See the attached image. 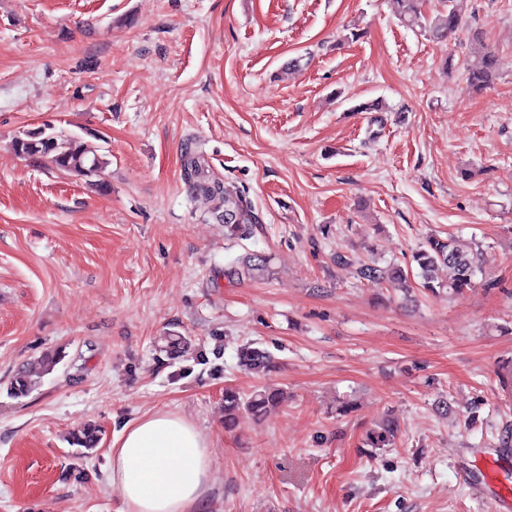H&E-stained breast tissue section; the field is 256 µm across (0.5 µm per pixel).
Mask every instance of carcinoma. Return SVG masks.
Instances as JSON below:
<instances>
[{
	"mask_svg": "<svg viewBox=\"0 0 512 512\" xmlns=\"http://www.w3.org/2000/svg\"><path fill=\"white\" fill-rule=\"evenodd\" d=\"M395 12L401 20L418 25L428 32L430 38L443 40L454 33L460 26L461 18L454 0H443V9L432 18L422 15V0H392ZM470 55L464 60L463 67L470 84L478 91L485 90L494 83L499 73V58L485 41L484 33L474 29L470 33ZM13 151L18 156L45 157L58 169L91 180L99 176L109 164L104 155H89L84 144L77 139L70 140L69 146L62 150L58 147L57 135L44 129L30 130L17 137ZM184 177L192 185L195 197L204 205L219 201L224 207V223L230 231L239 235L249 234L250 226L259 223L258 214L252 201L244 193L228 192L222 180L209 172L204 158L188 152L184 159ZM419 278L418 285L433 295L448 293L450 296L462 294L475 288L478 267V252L472 246H465L452 236L443 239L430 237L412 253ZM444 265L450 270L448 280L439 281L435 270ZM230 274L238 278H258L267 271L266 259L247 252L228 266ZM355 275L362 281L380 284L388 282L401 287L407 286V274L398 265L381 267L376 263H361ZM188 343L181 336L168 337L164 352L175 360L186 352ZM240 365L248 371L264 372L273 367V360L268 351L250 344L239 350ZM36 381L32 375L20 371L10 380L8 392L15 398L27 396ZM287 399L283 390L264 387L243 395L233 389H224V430H233L241 412H247L260 418L270 410L280 406ZM399 428L395 421L388 419L379 429L367 434L364 446L372 455L383 448H392L396 444ZM98 430L93 426L84 427L71 435L70 444L79 448L91 449L98 443Z\"/></svg>",
	"mask_w": 512,
	"mask_h": 512,
	"instance_id": "1",
	"label": "carcinoma"
}]
</instances>
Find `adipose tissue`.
<instances>
[{
    "instance_id": "adipose-tissue-1",
    "label": "adipose tissue",
    "mask_w": 512,
    "mask_h": 512,
    "mask_svg": "<svg viewBox=\"0 0 512 512\" xmlns=\"http://www.w3.org/2000/svg\"><path fill=\"white\" fill-rule=\"evenodd\" d=\"M214 451L186 418L154 413L112 444V481L125 512H201Z\"/></svg>"
}]
</instances>
